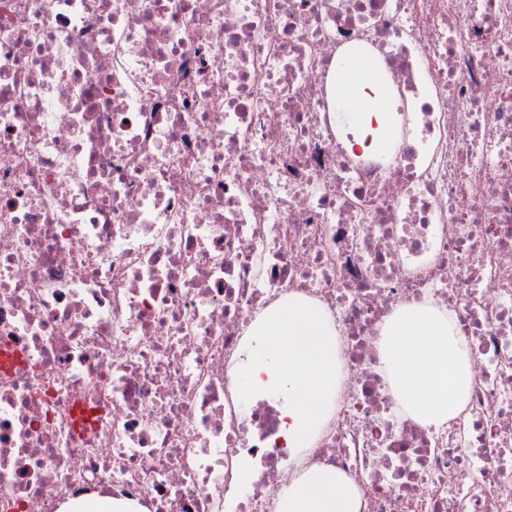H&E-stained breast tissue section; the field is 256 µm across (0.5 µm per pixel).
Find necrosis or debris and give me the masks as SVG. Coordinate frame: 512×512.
Here are the masks:
<instances>
[{
    "instance_id": "1",
    "label": "necrosis or debris",
    "mask_w": 512,
    "mask_h": 512,
    "mask_svg": "<svg viewBox=\"0 0 512 512\" xmlns=\"http://www.w3.org/2000/svg\"><path fill=\"white\" fill-rule=\"evenodd\" d=\"M354 49L396 149L336 124ZM291 295L342 352L299 455L237 378ZM421 301L474 362L439 429L380 363ZM1 351L0 512H278L313 466L362 512H512V0H0ZM68 512H136L133 506L109 497L84 498L77 500Z\"/></svg>"
}]
</instances>
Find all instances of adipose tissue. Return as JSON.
Instances as JSON below:
<instances>
[{
	"mask_svg": "<svg viewBox=\"0 0 512 512\" xmlns=\"http://www.w3.org/2000/svg\"><path fill=\"white\" fill-rule=\"evenodd\" d=\"M336 121L363 129L358 147L382 143L389 132L386 93L373 61L346 55L338 62ZM381 364L391 391L406 414L433 427L463 409L474 376L471 355L448 314L425 302L398 310L381 336ZM358 487L341 471L311 467L295 472L278 502V512H361Z\"/></svg>",
	"mask_w": 512,
	"mask_h": 512,
	"instance_id": "obj_1",
	"label": "adipose tissue"
}]
</instances>
